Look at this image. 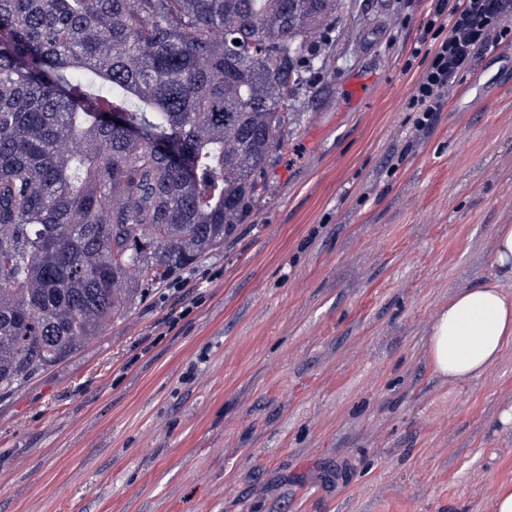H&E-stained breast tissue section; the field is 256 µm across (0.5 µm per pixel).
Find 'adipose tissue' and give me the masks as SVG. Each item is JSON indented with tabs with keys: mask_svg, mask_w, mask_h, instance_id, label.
<instances>
[{
	"mask_svg": "<svg viewBox=\"0 0 512 512\" xmlns=\"http://www.w3.org/2000/svg\"><path fill=\"white\" fill-rule=\"evenodd\" d=\"M494 278L454 294L434 317L427 356L434 372L448 381L482 375L512 341V225H498L494 237Z\"/></svg>",
	"mask_w": 512,
	"mask_h": 512,
	"instance_id": "adipose-tissue-1",
	"label": "adipose tissue"
}]
</instances>
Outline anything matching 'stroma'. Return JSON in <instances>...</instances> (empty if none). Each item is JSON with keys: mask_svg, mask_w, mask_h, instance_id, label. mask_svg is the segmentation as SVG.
<instances>
[{"mask_svg": "<svg viewBox=\"0 0 512 512\" xmlns=\"http://www.w3.org/2000/svg\"><path fill=\"white\" fill-rule=\"evenodd\" d=\"M435 4L341 0L223 246L0 393V512H491L512 343L460 383L426 350L512 224V42L417 130Z\"/></svg>", "mask_w": 512, "mask_h": 512, "instance_id": "stroma-1", "label": "stroma"}]
</instances>
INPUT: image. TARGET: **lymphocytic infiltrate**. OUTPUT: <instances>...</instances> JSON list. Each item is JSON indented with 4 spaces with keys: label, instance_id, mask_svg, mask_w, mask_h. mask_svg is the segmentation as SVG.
Segmentation results:
<instances>
[{
    "label": "lymphocytic infiltrate",
    "instance_id": "lymphocytic-infiltrate-1",
    "mask_svg": "<svg viewBox=\"0 0 512 512\" xmlns=\"http://www.w3.org/2000/svg\"><path fill=\"white\" fill-rule=\"evenodd\" d=\"M434 16L444 19L448 35L430 48L431 60L419 76L409 101L426 126L434 113L472 69L477 55L496 48L512 29V0H438Z\"/></svg>",
    "mask_w": 512,
    "mask_h": 512
}]
</instances>
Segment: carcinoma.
Listing matches in <instances>:
<instances>
[{"label":"carcinoma","mask_w":512,"mask_h":512,"mask_svg":"<svg viewBox=\"0 0 512 512\" xmlns=\"http://www.w3.org/2000/svg\"><path fill=\"white\" fill-rule=\"evenodd\" d=\"M337 7L0 0L1 390L224 244Z\"/></svg>","instance_id":"cac0c4a2"}]
</instances>
